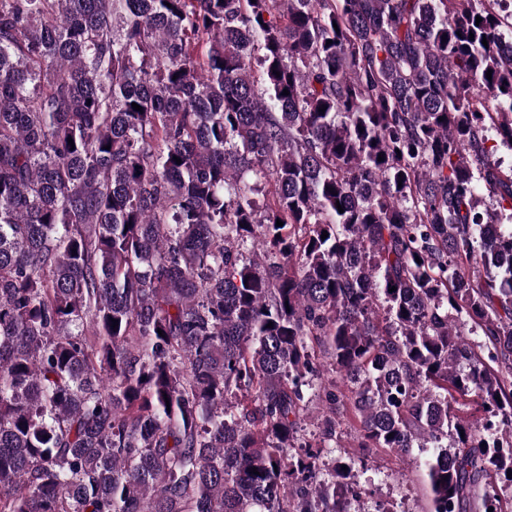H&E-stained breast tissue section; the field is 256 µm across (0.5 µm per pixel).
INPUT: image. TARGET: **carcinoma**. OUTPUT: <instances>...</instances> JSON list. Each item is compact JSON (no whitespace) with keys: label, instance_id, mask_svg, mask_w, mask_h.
Wrapping results in <instances>:
<instances>
[{"label":"carcinoma","instance_id":"cac0c4a2","mask_svg":"<svg viewBox=\"0 0 512 512\" xmlns=\"http://www.w3.org/2000/svg\"><path fill=\"white\" fill-rule=\"evenodd\" d=\"M508 40L499 0H0V512H351L341 407L434 449L431 512H504Z\"/></svg>","mask_w":512,"mask_h":512}]
</instances>
